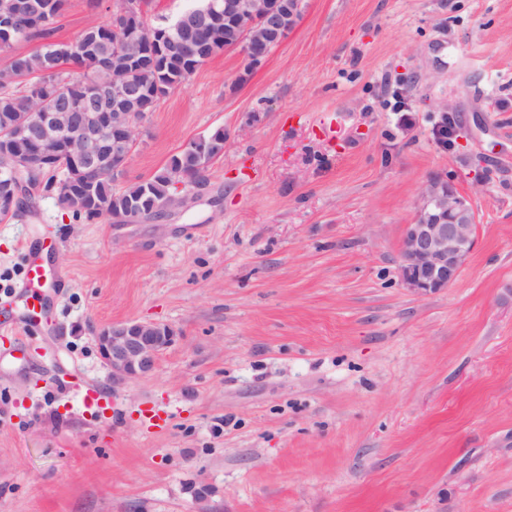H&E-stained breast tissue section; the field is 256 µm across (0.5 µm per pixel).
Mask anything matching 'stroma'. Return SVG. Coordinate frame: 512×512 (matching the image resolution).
Masks as SVG:
<instances>
[{
  "label": "stroma",
  "mask_w": 512,
  "mask_h": 512,
  "mask_svg": "<svg viewBox=\"0 0 512 512\" xmlns=\"http://www.w3.org/2000/svg\"><path fill=\"white\" fill-rule=\"evenodd\" d=\"M108 5L67 0L55 40ZM217 127L163 219L0 220V512H512V0H303L261 66L229 48L159 100L122 184ZM436 174L475 247L419 296L400 252ZM131 319L177 340L116 385L94 331ZM88 382L111 415L70 410Z\"/></svg>",
  "instance_id": "stroma-1"
}]
</instances>
